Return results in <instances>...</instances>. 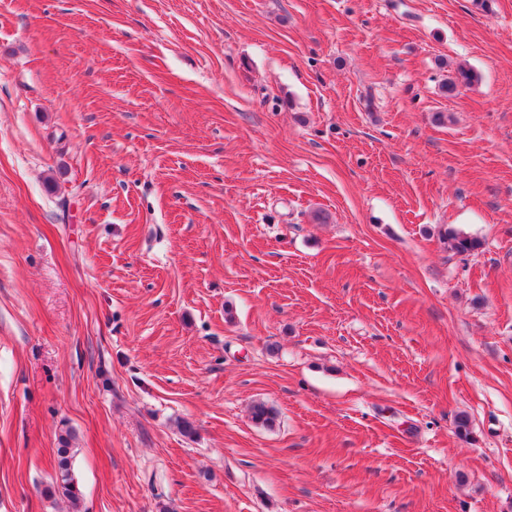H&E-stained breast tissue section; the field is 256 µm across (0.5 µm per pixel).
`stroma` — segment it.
<instances>
[{"mask_svg": "<svg viewBox=\"0 0 512 512\" xmlns=\"http://www.w3.org/2000/svg\"><path fill=\"white\" fill-rule=\"evenodd\" d=\"M0 512H512V0H0ZM73 458L74 448L71 447V435L66 432L65 435H61L59 438V447L56 451L55 470L57 477L53 493L58 492L75 504L80 498L72 474Z\"/></svg>", "mask_w": 512, "mask_h": 512, "instance_id": "1", "label": "stroma"}]
</instances>
